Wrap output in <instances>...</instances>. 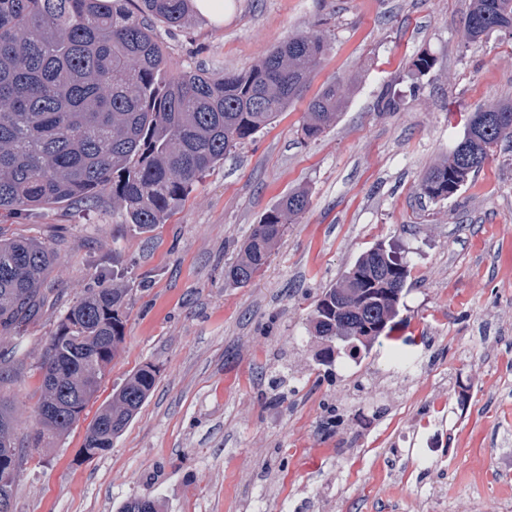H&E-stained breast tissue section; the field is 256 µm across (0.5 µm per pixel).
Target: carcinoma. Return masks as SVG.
Instances as JSON below:
<instances>
[{
  "instance_id": "obj_1",
  "label": "carcinoma",
  "mask_w": 512,
  "mask_h": 512,
  "mask_svg": "<svg viewBox=\"0 0 512 512\" xmlns=\"http://www.w3.org/2000/svg\"><path fill=\"white\" fill-rule=\"evenodd\" d=\"M191 0H0V216L76 201L86 209L112 194L140 233L165 224L201 178L224 156L271 124L300 96L327 50L321 33L296 34L240 73L173 69L156 25L184 27ZM470 42L512 29V0H470L463 21ZM351 85L330 82L307 104L302 127L318 138L347 107ZM381 112L400 108L385 90ZM512 142V99L472 113L448 156L420 183L431 200L456 195L482 170L493 149ZM309 196L298 190L252 228L224 282L249 284L269 261L287 225ZM56 261L37 239L0 234V382L19 371L11 340L49 295L43 287ZM409 275L408 261L379 243L363 252L318 300L313 334L389 337ZM346 299L336 303L337 289ZM129 289L112 265V283L86 288L59 319L39 362L40 399L33 447L76 423L125 340ZM158 375L139 368L99 409L83 441L96 458L112 447L148 399ZM17 409L0 398V512H14L24 462L15 432ZM123 512H159L137 498Z\"/></svg>"
}]
</instances>
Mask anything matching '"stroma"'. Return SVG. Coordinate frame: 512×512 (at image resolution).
<instances>
[{
  "label": "stroma",
  "mask_w": 512,
  "mask_h": 512,
  "mask_svg": "<svg viewBox=\"0 0 512 512\" xmlns=\"http://www.w3.org/2000/svg\"><path fill=\"white\" fill-rule=\"evenodd\" d=\"M469 0H224V23L193 16L161 32L170 61L222 74L259 63L310 29L329 49L300 99L197 183L168 223L138 233L104 195L0 219L57 254L54 305L18 342L23 367L0 397L35 431L37 363L81 290L128 270L126 336L94 397L62 437L28 450L15 512H512V143L455 196H420L423 173L461 137L467 113L512 98V32L467 43ZM433 59L426 73L412 65ZM351 101L318 138L306 106L331 81ZM401 100L381 112L385 89ZM306 189L310 206L246 286L224 269L254 224ZM409 262L396 336L421 363L412 378L373 347L333 366L308 317L364 251ZM159 368L139 413L94 460L83 438L112 392ZM339 425L327 430L329 416Z\"/></svg>",
  "instance_id": "1"
}]
</instances>
